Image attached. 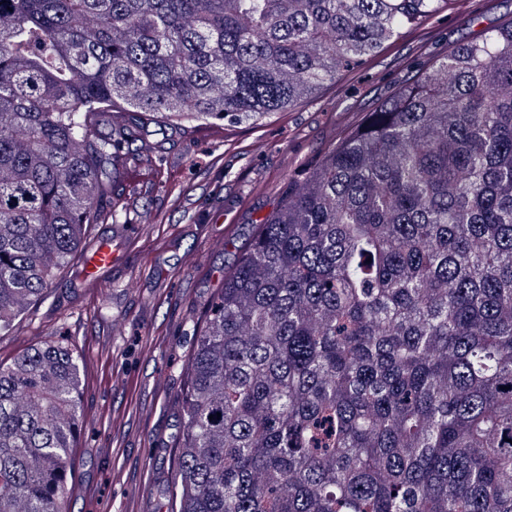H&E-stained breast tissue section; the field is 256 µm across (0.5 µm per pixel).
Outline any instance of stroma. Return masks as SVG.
I'll return each mask as SVG.
<instances>
[{"instance_id": "obj_1", "label": "stroma", "mask_w": 512, "mask_h": 512, "mask_svg": "<svg viewBox=\"0 0 512 512\" xmlns=\"http://www.w3.org/2000/svg\"><path fill=\"white\" fill-rule=\"evenodd\" d=\"M512 19V0H450L343 72L299 107L259 124L157 134L169 182L132 162L122 184L129 221L93 225L117 260L96 284L73 259L51 291L0 333V362L52 342L81 357L82 430L71 453L65 512H163L181 429L196 321L238 249L367 112L487 26ZM234 249H225V241Z\"/></svg>"}]
</instances>
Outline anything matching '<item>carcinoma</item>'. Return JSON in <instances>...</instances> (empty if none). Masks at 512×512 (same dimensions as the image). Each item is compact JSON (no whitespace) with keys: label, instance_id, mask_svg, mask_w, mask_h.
Wrapping results in <instances>:
<instances>
[{"label":"carcinoma","instance_id":"obj_1","mask_svg":"<svg viewBox=\"0 0 512 512\" xmlns=\"http://www.w3.org/2000/svg\"><path fill=\"white\" fill-rule=\"evenodd\" d=\"M447 0H0V333L151 130L256 123ZM79 357L0 364V512H61ZM169 512H512V24L382 102L256 225L189 360Z\"/></svg>","mask_w":512,"mask_h":512}]
</instances>
